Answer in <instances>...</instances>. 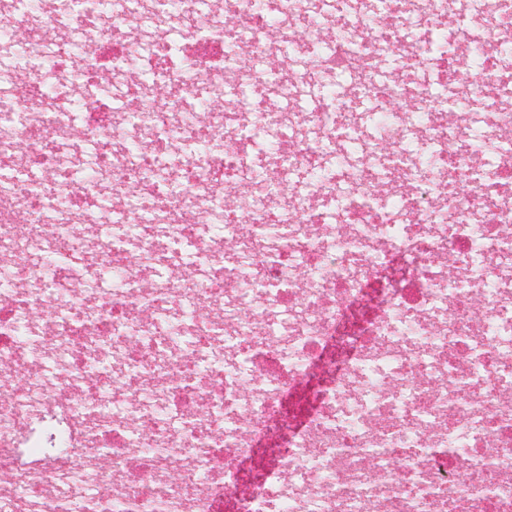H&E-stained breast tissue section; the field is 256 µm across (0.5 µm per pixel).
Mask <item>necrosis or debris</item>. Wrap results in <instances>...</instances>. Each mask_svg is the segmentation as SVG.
I'll use <instances>...</instances> for the list:
<instances>
[{
	"label": "necrosis or debris",
	"instance_id": "1",
	"mask_svg": "<svg viewBox=\"0 0 512 512\" xmlns=\"http://www.w3.org/2000/svg\"><path fill=\"white\" fill-rule=\"evenodd\" d=\"M452 10L395 0L375 32L373 0H357L314 68L355 72L353 99L428 98L359 62H423L427 44L396 19L429 28ZM270 14L298 53L316 41L310 23L294 35L299 0H0V49L14 52L0 84L24 79L0 93V266L14 273L0 288V512H512V104L488 115L494 171L471 163L443 108L422 131L440 196L400 148L384 166L402 210L372 204L366 170L337 207L334 185L295 177L358 138L357 113L324 101L295 117L317 136L287 138L292 117L263 101L293 98L294 75L209 52L232 41L276 58ZM476 23L485 40L512 35V0H480ZM205 101L215 109L191 119ZM269 132L290 198L226 206ZM217 133L223 149L195 151ZM46 251L63 258L50 272L34 261ZM36 413L63 418L69 439L32 464Z\"/></svg>",
	"mask_w": 512,
	"mask_h": 512
}]
</instances>
